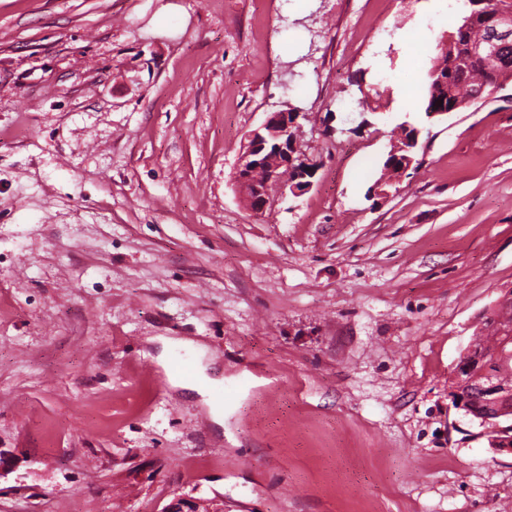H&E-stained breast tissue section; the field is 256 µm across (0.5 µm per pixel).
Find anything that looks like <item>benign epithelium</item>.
<instances>
[{
  "mask_svg": "<svg viewBox=\"0 0 512 512\" xmlns=\"http://www.w3.org/2000/svg\"><path fill=\"white\" fill-rule=\"evenodd\" d=\"M468 3V13L456 31L448 34L443 44L444 50L448 52V70L461 76L467 73L468 67L476 60L489 61L492 66L487 68V82L472 86L469 97L437 109L431 113L433 117L457 112L483 98L488 88H501L512 82V0H468ZM478 23L483 24L486 35L482 40L472 42L467 39V34ZM298 117L299 112L291 109L270 112L265 121L248 135L245 150L238 160L235 179L245 206L254 215L266 212L270 204V184H281L294 195L312 187L311 177L315 166L302 158L297 139ZM418 136L417 131L409 135L402 134L392 142L387 160L389 167L396 170V177H402L414 162ZM265 165L268 166V180L259 185L252 179V175ZM511 355L501 347L489 354L480 349H470L468 363L457 364L452 378L450 396L454 408L469 415L465 399L461 398L464 378L474 371L489 377L499 360ZM482 390L487 395H500L506 400L498 415L507 416L512 413V393H503L502 387L491 381ZM477 422L483 428V433L487 434L489 445L495 453L512 455V437H504L506 428L485 417L477 419ZM163 512H224V505L216 500L177 496Z\"/></svg>",
  "mask_w": 512,
  "mask_h": 512,
  "instance_id": "benign-epithelium-1",
  "label": "benign epithelium"
}]
</instances>
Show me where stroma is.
<instances>
[{
	"label": "stroma",
	"instance_id": "1",
	"mask_svg": "<svg viewBox=\"0 0 512 512\" xmlns=\"http://www.w3.org/2000/svg\"><path fill=\"white\" fill-rule=\"evenodd\" d=\"M431 6L0 0V512H512L448 389L512 294V83L427 120L395 37ZM289 107L313 185L256 216L238 157ZM418 136L419 131H415L412 134H402L391 144V149L389 150V154L387 157L388 163L385 161L383 168L389 167L391 169L396 170V177L394 181L380 182L376 188L375 192L377 195H386L387 191L384 189L385 185H392L398 178L402 177L403 174L411 167L414 162V153L418 146ZM221 503L222 500H219ZM216 500L188 499L175 497L162 511L163 512H223L224 505Z\"/></svg>",
	"mask_w": 512,
	"mask_h": 512
}]
</instances>
